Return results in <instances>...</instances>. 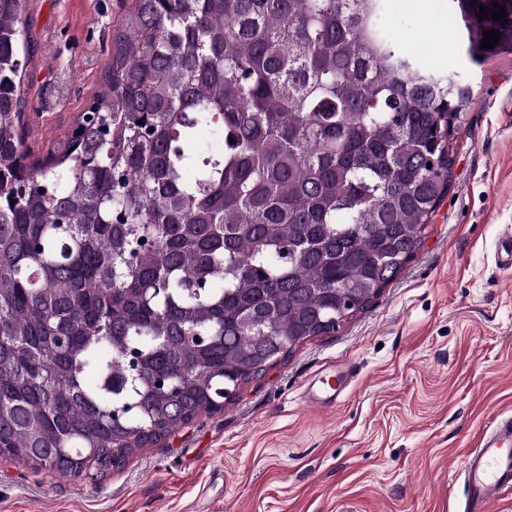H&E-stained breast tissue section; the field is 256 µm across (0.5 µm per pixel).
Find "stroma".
Segmentation results:
<instances>
[{
    "mask_svg": "<svg viewBox=\"0 0 512 512\" xmlns=\"http://www.w3.org/2000/svg\"><path fill=\"white\" fill-rule=\"evenodd\" d=\"M134 0H24L23 131L57 152L99 89ZM384 25L473 103L451 184L414 257L370 306L315 336L124 470L63 478L0 457V512H457V473L487 425L512 415V54L472 63L429 0H385ZM350 368L336 406L306 402L321 370Z\"/></svg>",
    "mask_w": 512,
    "mask_h": 512,
    "instance_id": "stroma-1",
    "label": "stroma"
}]
</instances>
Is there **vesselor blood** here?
Returning a JSON list of instances; mask_svg holds the SVG:
<instances>
[{
	"label": "vessel or blood",
	"instance_id": "obj_1",
	"mask_svg": "<svg viewBox=\"0 0 512 512\" xmlns=\"http://www.w3.org/2000/svg\"><path fill=\"white\" fill-rule=\"evenodd\" d=\"M348 371L332 370L321 376L318 385L308 386L309 402L333 405L344 391ZM463 481L466 489V512H484L512 488V416L507 415L492 422L478 448L464 463Z\"/></svg>",
	"mask_w": 512,
	"mask_h": 512
}]
</instances>
